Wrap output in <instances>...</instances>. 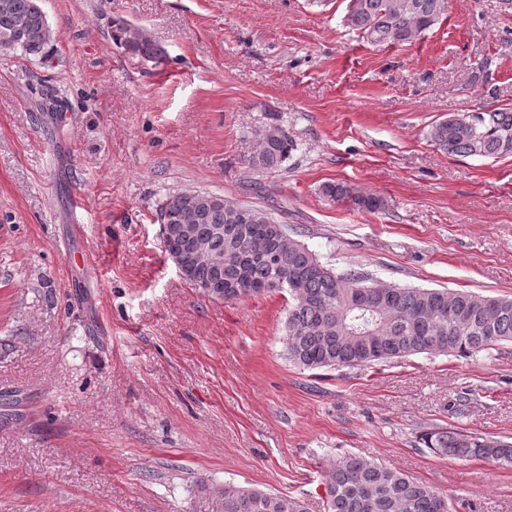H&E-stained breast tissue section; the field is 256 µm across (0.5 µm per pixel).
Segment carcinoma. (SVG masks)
I'll list each match as a JSON object with an SVG mask.
<instances>
[{
  "instance_id": "obj_1",
  "label": "carcinoma",
  "mask_w": 512,
  "mask_h": 512,
  "mask_svg": "<svg viewBox=\"0 0 512 512\" xmlns=\"http://www.w3.org/2000/svg\"><path fill=\"white\" fill-rule=\"evenodd\" d=\"M447 0H348L344 24L374 46L412 43L441 20ZM115 43L134 56L158 58L161 49L123 27ZM55 33L40 0H0V53H19L42 62L53 56ZM258 146L248 157L256 172L276 171L294 150L276 124L256 131ZM429 139L459 157L512 156V108L450 113L435 123ZM333 201L350 200L379 212L386 200L354 193L342 182L323 188ZM196 210L182 192L159 205L171 228L191 226L163 242L192 263L187 283L202 291L215 280L211 299L234 300L288 291L284 348L303 370L366 367L399 362L430 352L472 356L512 343V297L396 284L379 291L369 273L338 271L295 238L264 209L224 196L195 192ZM421 444L456 460L492 459L512 465V442L453 431L426 432ZM327 512H450L448 498L432 486L367 460L345 455L324 468ZM224 512H304L301 501L257 489L224 488Z\"/></svg>"
}]
</instances>
